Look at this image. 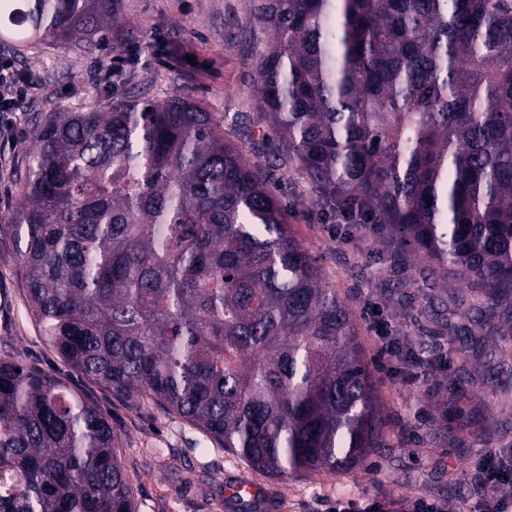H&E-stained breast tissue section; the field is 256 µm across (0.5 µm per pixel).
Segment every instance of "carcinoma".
Instances as JSON below:
<instances>
[{"mask_svg":"<svg viewBox=\"0 0 512 512\" xmlns=\"http://www.w3.org/2000/svg\"><path fill=\"white\" fill-rule=\"evenodd\" d=\"M0 36L83 51L123 0H21ZM265 164L188 95L126 90L31 129L10 223L47 346L116 397L149 401L270 476L354 468L387 446L348 305L270 188L390 238L419 290L386 308L448 329L464 396L512 376V0H244ZM476 284L429 313L448 278ZM118 437L58 376L0 359V512H136Z\"/></svg>","mask_w":512,"mask_h":512,"instance_id":"carcinoma-1","label":"carcinoma"}]
</instances>
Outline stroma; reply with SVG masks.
I'll return each mask as SVG.
<instances>
[{
  "mask_svg": "<svg viewBox=\"0 0 512 512\" xmlns=\"http://www.w3.org/2000/svg\"><path fill=\"white\" fill-rule=\"evenodd\" d=\"M243 0H124L122 24L130 37L86 53L47 39L18 51L0 42V57L11 58L28 77L25 98L37 110L0 112V225L17 207L19 183L31 157L29 133L36 111L63 106L81 110L122 91L125 83L108 70L112 57L136 58L130 83L149 99L187 94L223 118L231 142L248 139L234 126V113L251 109L252 64L237 42L235 21ZM303 183L283 191L294 237L315 256L329 281L338 285L357 327L377 401L389 419L388 445L362 465L334 474L274 477L249 468L239 457L192 424L151 402L132 403L91 383L67 367L44 343L33 321L10 239H0V357L63 378L107 414L121 444L120 458L133 488L137 512H332L337 498L355 496L395 502L426 496L447 512H479L484 499L476 463L487 448H512V393L484 389L469 401L448 385L455 365L447 337L433 338L414 320H392L398 336L412 337L417 349L441 346L430 374L407 376V365L379 353L370 307L385 304L386 255L375 234L344 239L320 220ZM449 427L462 444L436 440ZM248 482L254 494L234 496Z\"/></svg>",
  "mask_w": 512,
  "mask_h": 512,
  "instance_id": "stroma-1",
  "label": "stroma"
}]
</instances>
